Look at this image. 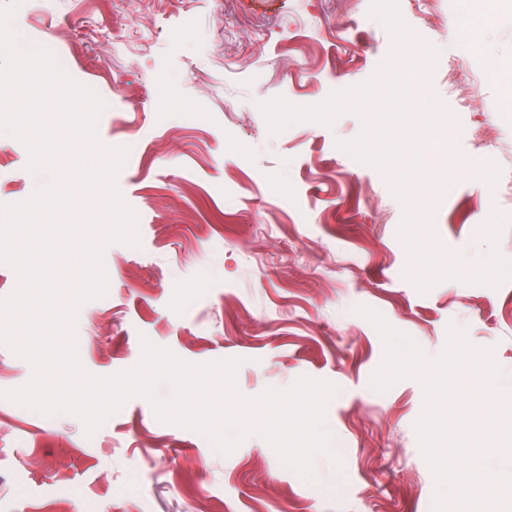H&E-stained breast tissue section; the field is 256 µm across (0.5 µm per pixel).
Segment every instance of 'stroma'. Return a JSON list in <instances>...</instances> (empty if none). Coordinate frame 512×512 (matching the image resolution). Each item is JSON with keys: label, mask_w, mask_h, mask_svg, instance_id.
Masks as SVG:
<instances>
[{"label": "stroma", "mask_w": 512, "mask_h": 512, "mask_svg": "<svg viewBox=\"0 0 512 512\" xmlns=\"http://www.w3.org/2000/svg\"><path fill=\"white\" fill-rule=\"evenodd\" d=\"M370 0H24L14 26L31 46L70 61V76L107 107L99 142L130 153L116 183L139 215L140 247L109 245L106 297L78 311L85 370L137 365L141 337L195 364L238 358L236 382L254 398L309 376L336 384L326 427L343 473L314 462L316 483L285 468L260 436L233 453L159 422L135 396L94 433L76 417H46L0 400V512H432L434 480L413 424L421 383L387 392L369 380L384 357L362 304L410 335L428 357L448 326L492 350L512 379V280L492 288L445 280L419 293L402 277L403 208L383 174L337 148L359 118L295 124L270 136L259 105H296L372 78L393 49ZM437 52L415 74L411 121L395 137L420 156L411 186L423 244L480 265L491 247L512 258V0H399ZM483 17L477 50L454 24ZM435 110V131L414 121ZM496 141L489 154L480 139ZM443 148L433 153L431 141ZM464 159L490 173L458 174ZM21 142L0 137V204L28 199L42 177ZM464 410L485 425L490 379L458 376Z\"/></svg>", "instance_id": "35a3bbf8"}]
</instances>
